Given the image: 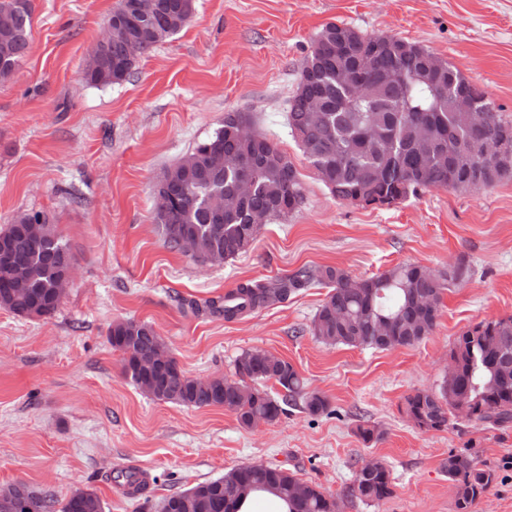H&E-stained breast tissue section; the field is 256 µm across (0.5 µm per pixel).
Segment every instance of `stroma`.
Instances as JSON below:
<instances>
[{
    "instance_id": "stroma-1",
    "label": "stroma",
    "mask_w": 512,
    "mask_h": 512,
    "mask_svg": "<svg viewBox=\"0 0 512 512\" xmlns=\"http://www.w3.org/2000/svg\"><path fill=\"white\" fill-rule=\"evenodd\" d=\"M119 3L33 0L26 56L0 79V229L17 214L43 213L76 265L53 316L0 308V488L23 482L60 502L89 488L104 512H157L172 493L255 463L288 469L343 512H455L442 463L472 448L497 472L473 512H512V427L423 431L403 413L407 395L440 383L466 327L512 316V180L365 209L329 192L286 120L312 41L343 22L426 46L512 121V0H196L188 24L124 82L88 85L81 73ZM228 112L249 113L288 156L306 200L288 220L265 224L246 253L203 265L165 246L153 190ZM461 258L471 278L445 292L435 329L411 347L316 340L320 286L231 320L206 307L240 283L304 266L368 277L402 262L444 272ZM127 319L151 324L193 378L233 377L243 350H269L324 393L331 412L295 408L248 429L221 408L152 399L123 375L109 342L112 324ZM361 424L381 440L363 443ZM372 457L393 483L377 504L350 494L358 464ZM129 467L151 475L136 498L113 482Z\"/></svg>"
}]
</instances>
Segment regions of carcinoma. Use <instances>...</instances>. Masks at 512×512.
Here are the masks:
<instances>
[{
    "mask_svg": "<svg viewBox=\"0 0 512 512\" xmlns=\"http://www.w3.org/2000/svg\"><path fill=\"white\" fill-rule=\"evenodd\" d=\"M195 0H121L108 21L122 35L94 47L82 80L110 86L126 79L138 58L177 34L192 17ZM32 0H0V78L10 76L23 60L32 25ZM305 57L297 89L288 102V128L319 179L337 199L353 203L387 199L405 201L420 191L450 188L481 190L512 177V137L497 164L481 161L483 144L512 130L480 86L453 64L435 61L425 47L391 34H367L345 23H328ZM364 89L355 94L349 80ZM252 123L243 112H227L224 122L207 139L169 167L158 181L171 198L164 212H154L164 243L177 251L182 231L195 239L199 253L219 251L233 259L256 242L251 224L255 211L275 220L298 213L305 201L299 173L288 157L264 134L260 140L241 136ZM253 181L250 194L240 183ZM42 225L34 238L28 225ZM8 239L15 262L27 274L22 293L4 283L0 269V308L20 317L47 318L57 311V286L64 273L62 258L72 256L54 225L40 212L22 213L0 230ZM469 268L459 263L445 274H434L412 263L379 275L355 277L347 270L303 267L271 281H248L224 302V318L232 319L286 300L306 288L324 286L326 299L317 309L309 332L326 346L391 350L409 347L429 336L437 325L445 291L463 281ZM390 327L391 338L377 335ZM112 347L123 355V374L139 390L160 401L186 407H222L251 428L272 423L287 408H301L312 417L330 413L328 397L310 390L294 366L268 357L260 348L242 351L235 360V377L198 379L184 372L151 380L142 363L163 340L152 325L135 320L115 322L109 329ZM451 355L460 363L455 396L467 410L448 399V388L417 391L406 396L404 412L423 431L448 428L459 414L488 429L512 426V316L482 320L457 337ZM272 381L283 389L273 396ZM456 489V512H472L490 491L495 470L479 466L464 449L449 452L443 462ZM269 490L288 502V512H342L336 498L317 486L295 495V475L279 466L240 465L217 479L200 482L163 499L160 512H186L185 502L199 500L197 512H237L243 497L238 486ZM393 493L387 467L356 473L351 496L379 503ZM17 512H104L93 490H75L55 510L52 497L20 484Z\"/></svg>",
    "mask_w": 512,
    "mask_h": 512,
    "instance_id": "cac0c4a2",
    "label": "carcinoma"
}]
</instances>
